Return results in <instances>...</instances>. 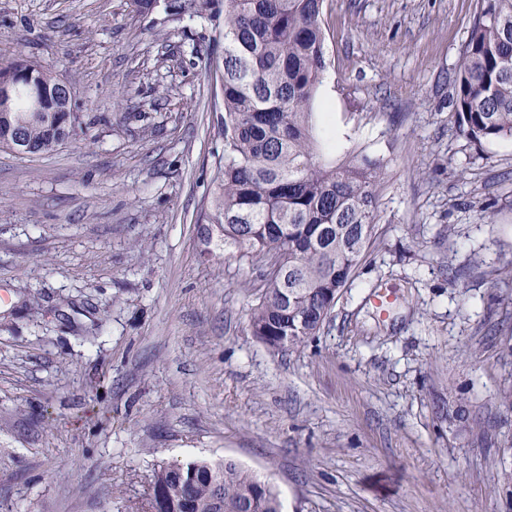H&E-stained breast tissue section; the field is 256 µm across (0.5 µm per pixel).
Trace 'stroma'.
<instances>
[{
  "mask_svg": "<svg viewBox=\"0 0 512 512\" xmlns=\"http://www.w3.org/2000/svg\"><path fill=\"white\" fill-rule=\"evenodd\" d=\"M477 0H324L322 153L382 162L372 242L320 332L252 336L208 260L223 17L0 0L84 133L0 149V512H130L157 465L232 460L283 512H512V138L458 131ZM390 296L379 308L377 295Z\"/></svg>",
  "mask_w": 512,
  "mask_h": 512,
  "instance_id": "stroma-1",
  "label": "stroma"
}]
</instances>
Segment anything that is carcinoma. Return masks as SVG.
I'll list each match as a JSON object with an SVG mask.
<instances>
[{
    "mask_svg": "<svg viewBox=\"0 0 512 512\" xmlns=\"http://www.w3.org/2000/svg\"><path fill=\"white\" fill-rule=\"evenodd\" d=\"M218 0H183L198 15ZM323 0H223L224 154L215 212L199 233L205 252L261 265L249 329L273 352L320 331L353 277L376 223L381 163L355 152L317 159L314 100L327 68ZM41 112L14 97L0 112V146L42 154L84 134L78 112ZM458 130L475 143L512 137V0H477L455 74ZM279 260L272 274L267 260ZM131 512H283L274 488L232 460L159 465Z\"/></svg>",
    "mask_w": 512,
    "mask_h": 512,
    "instance_id": "1",
    "label": "carcinoma"
}]
</instances>
